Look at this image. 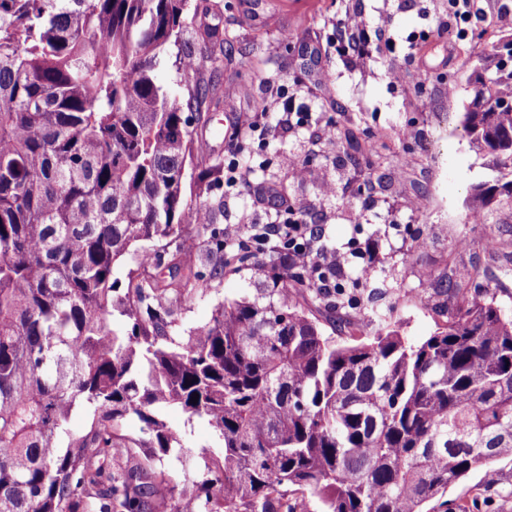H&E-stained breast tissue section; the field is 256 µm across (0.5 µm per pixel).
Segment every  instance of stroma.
Returning a JSON list of instances; mask_svg holds the SVG:
<instances>
[{"instance_id":"35a3bbf8","label":"stroma","mask_w":512,"mask_h":512,"mask_svg":"<svg viewBox=\"0 0 512 512\" xmlns=\"http://www.w3.org/2000/svg\"><path fill=\"white\" fill-rule=\"evenodd\" d=\"M224 30L222 86L241 91L243 111L268 109L266 139L249 143L250 167L290 201L302 203L307 223L318 229L330 252L347 257L356 242L375 239L366 268V290L380 288L392 308L391 321L407 341L433 333L442 318L425 298L431 276L485 261L483 242L512 238V217L496 224L467 221L473 185L491 180L483 154L471 148L460 125L469 73L466 48L490 51L507 29L497 20L512 12V0H471L468 17L453 14L449 0H220ZM362 14L369 23L370 58L333 48L341 20ZM449 31L439 34V21ZM407 72L393 82L394 69ZM354 130L380 138L392 162L379 167L383 184L357 197L366 173L341 166L340 140L312 144L311 138L340 118ZM305 169L295 177V166ZM334 194H327V187ZM188 202L223 204L222 225L249 237L253 225L268 223L263 206L240 188L207 191L186 179ZM468 241L457 250L458 241ZM254 279L251 267L209 282L178 306L176 335L198 331L216 306L236 298ZM186 432L196 472H204L219 450L210 427L180 409L166 414ZM448 512H512V459L491 471L471 473L448 490Z\"/></svg>"}]
</instances>
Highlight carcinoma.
I'll return each instance as SVG.
<instances>
[{"instance_id":"cac0c4a2","label":"carcinoma","mask_w":512,"mask_h":512,"mask_svg":"<svg viewBox=\"0 0 512 512\" xmlns=\"http://www.w3.org/2000/svg\"><path fill=\"white\" fill-rule=\"evenodd\" d=\"M211 16L189 0H0V512H150L168 484L157 463L190 462L170 406L206 422L222 455L169 512H300L307 492L320 512H436L450 486L512 458V314L473 266L431 278L446 321L424 340L385 324L341 344L296 296L350 309L361 333L358 281L327 269L328 291L277 252L224 249L181 174L224 188L223 160L195 146L203 113L224 110L201 78L224 57ZM192 24L204 52L177 51L172 96L155 69ZM474 56L462 127L494 176L474 186L471 215L494 224L512 210V34ZM335 136L342 162L374 169L375 142ZM194 235L210 242L206 274ZM136 244L153 262L122 280ZM486 253L512 262L505 242ZM249 261L255 292L171 335L177 303ZM79 406L92 422L64 446ZM129 419L143 436L123 432Z\"/></svg>"}]
</instances>
